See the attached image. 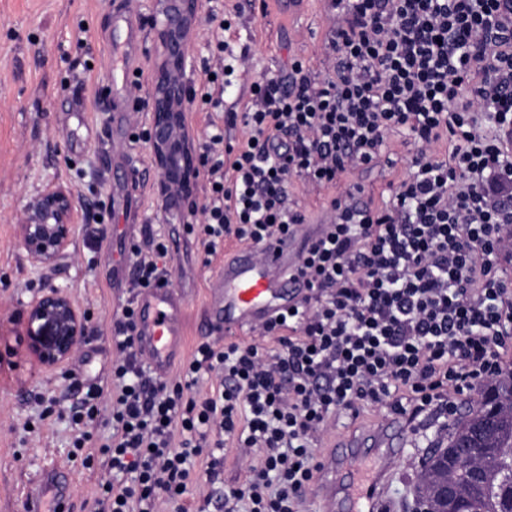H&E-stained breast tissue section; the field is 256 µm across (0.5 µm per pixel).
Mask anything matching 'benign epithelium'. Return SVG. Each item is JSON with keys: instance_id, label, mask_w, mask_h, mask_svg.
Here are the masks:
<instances>
[{"instance_id": "7a95c632", "label": "benign epithelium", "mask_w": 512, "mask_h": 512, "mask_svg": "<svg viewBox=\"0 0 512 512\" xmlns=\"http://www.w3.org/2000/svg\"><path fill=\"white\" fill-rule=\"evenodd\" d=\"M202 0H153V77L143 109L149 112L148 140L157 174L156 191L170 222L190 213L194 181L199 176L195 139L185 125L192 99L187 64L200 27ZM83 219L72 189L49 182L31 193L16 217V234L28 264L45 284L25 305L23 341L39 369L50 375L76 361L88 334V316L67 289L52 283L71 258ZM420 512H463L460 495L441 481L422 491Z\"/></svg>"}]
</instances>
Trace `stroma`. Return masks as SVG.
Here are the masks:
<instances>
[{
    "mask_svg": "<svg viewBox=\"0 0 512 512\" xmlns=\"http://www.w3.org/2000/svg\"><path fill=\"white\" fill-rule=\"evenodd\" d=\"M120 4L0 0V512H23V486L38 484L52 466L76 492L73 512H88L86 503L101 476L68 461L64 422L35 433L23 429L40 410L38 397L65 390L59 376L46 375L33 363L21 336L22 303L42 286L26 266L14 231L28 195L48 181H60L72 188L87 213L101 210L111 214L112 225L132 227L123 243L108 238L93 247L86 241L87 224H80L73 255L53 278L88 315L81 369L102 378L112 364V317L130 295L129 282L113 283L112 261L128 257L144 225L168 241L172 286L187 294L184 348L189 353L211 337L205 304L225 252L237 246L226 241L222 252L205 258L200 238L184 225L166 223L157 206L149 146L129 138L148 123L146 114L131 109L151 84L150 0H134L133 10L122 15ZM203 10L223 13L231 25L224 35L227 50L247 55L249 69L225 89L224 111L191 104L187 127L198 139L214 122L238 142L246 130L226 125L224 112L242 110L253 76H287L294 57L321 69L327 55L324 4L302 0L289 14L272 0H203ZM117 44L125 46L130 68L139 71L137 83L113 80L111 52ZM408 157V148L394 146L393 164L379 162L353 180L366 195L380 197L388 182L404 175ZM439 438V425L428 420L409 429L406 447L390 463L391 512H413L421 462Z\"/></svg>",
    "mask_w": 512,
    "mask_h": 512,
    "instance_id": "1",
    "label": "stroma"
}]
</instances>
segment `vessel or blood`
<instances>
[{
  "label": "vessel or blood",
  "mask_w": 512,
  "mask_h": 512,
  "mask_svg": "<svg viewBox=\"0 0 512 512\" xmlns=\"http://www.w3.org/2000/svg\"><path fill=\"white\" fill-rule=\"evenodd\" d=\"M319 227L302 226L293 235L268 242L262 250L242 249L225 260L218 285L207 303L211 330L238 334L272 321L298 300L300 285L289 278L307 240ZM138 359L157 378L171 373L184 344L187 300L183 292L155 286L134 297ZM409 422L389 416L374 431L326 449L317 462L316 486L328 512H385L389 461L406 446ZM56 469H48L25 497L26 512H57L62 500Z\"/></svg>",
  "instance_id": "1"
}]
</instances>
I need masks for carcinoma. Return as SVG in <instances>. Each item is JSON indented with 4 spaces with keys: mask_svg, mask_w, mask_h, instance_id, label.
I'll return each mask as SVG.
<instances>
[{
    "mask_svg": "<svg viewBox=\"0 0 512 512\" xmlns=\"http://www.w3.org/2000/svg\"><path fill=\"white\" fill-rule=\"evenodd\" d=\"M497 390V412L476 402L463 416L448 425L452 448L472 442L475 429L483 422L498 424L495 437L477 454L448 464V478L470 502L475 512H512V470H502L497 459L512 450V370L490 382Z\"/></svg>",
    "mask_w": 512,
    "mask_h": 512,
    "instance_id": "obj_1",
    "label": "carcinoma"
}]
</instances>
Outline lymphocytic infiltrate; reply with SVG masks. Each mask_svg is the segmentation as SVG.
<instances>
[{
  "instance_id": "1",
  "label": "lymphocytic infiltrate",
  "mask_w": 512,
  "mask_h": 512,
  "mask_svg": "<svg viewBox=\"0 0 512 512\" xmlns=\"http://www.w3.org/2000/svg\"><path fill=\"white\" fill-rule=\"evenodd\" d=\"M328 63L292 59L260 76L226 141L199 143L209 192L196 231L206 255L225 241L262 247L307 223L292 181L341 187L320 237L294 269L307 293L258 332L277 352L196 345L171 379L135 352L134 307L112 320L109 386L77 388L71 459L100 468L91 512H183L198 479L216 483L224 445L259 460L225 490L224 512H300L315 451L338 415L383 407L410 420L456 416L457 399L497 377L512 352V0H326ZM415 152L386 200L346 176L388 140ZM132 288L170 282L167 244L133 245Z\"/></svg>"
}]
</instances>
